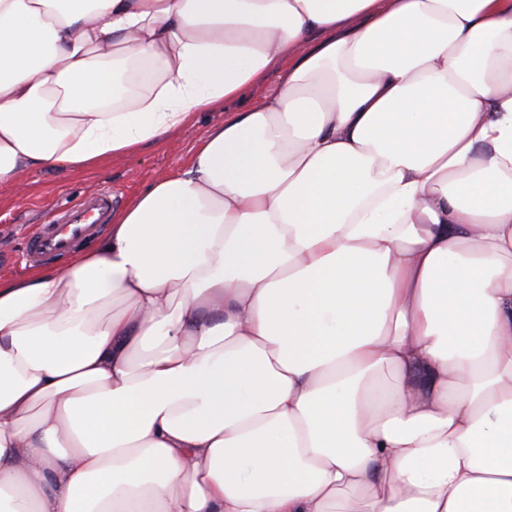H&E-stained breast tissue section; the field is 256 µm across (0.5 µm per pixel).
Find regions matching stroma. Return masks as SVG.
I'll return each instance as SVG.
<instances>
[{
  "label": "stroma",
  "mask_w": 512,
  "mask_h": 512,
  "mask_svg": "<svg viewBox=\"0 0 512 512\" xmlns=\"http://www.w3.org/2000/svg\"><path fill=\"white\" fill-rule=\"evenodd\" d=\"M214 115L200 113L195 123L140 152L105 162L100 169L81 173L33 172L26 174V195L0 201V278H16L30 271L23 260L28 235L65 204L101 188L111 190L118 205L155 180L172 174L188 162L200 145Z\"/></svg>",
  "instance_id": "1"
}]
</instances>
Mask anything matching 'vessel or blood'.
Instances as JSON below:
<instances>
[{
  "label": "vessel or blood",
  "instance_id": "1",
  "mask_svg": "<svg viewBox=\"0 0 512 512\" xmlns=\"http://www.w3.org/2000/svg\"><path fill=\"white\" fill-rule=\"evenodd\" d=\"M113 207L112 193L107 189L91 192L68 205L30 236L25 261L36 263L66 256L108 223Z\"/></svg>",
  "mask_w": 512,
  "mask_h": 512
}]
</instances>
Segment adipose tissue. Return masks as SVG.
Instances as JSON below:
<instances>
[{
	"label": "adipose tissue",
	"mask_w": 512,
	"mask_h": 512,
	"mask_svg": "<svg viewBox=\"0 0 512 512\" xmlns=\"http://www.w3.org/2000/svg\"><path fill=\"white\" fill-rule=\"evenodd\" d=\"M206 111L0 279V512H512V0H0V200ZM283 69H274L260 79L255 85L250 87L244 96L236 101L224 103V109L228 112H235L250 102L258 101L268 94L278 85L280 78L283 74Z\"/></svg>",
	"instance_id": "ef3b65f1"
}]
</instances>
